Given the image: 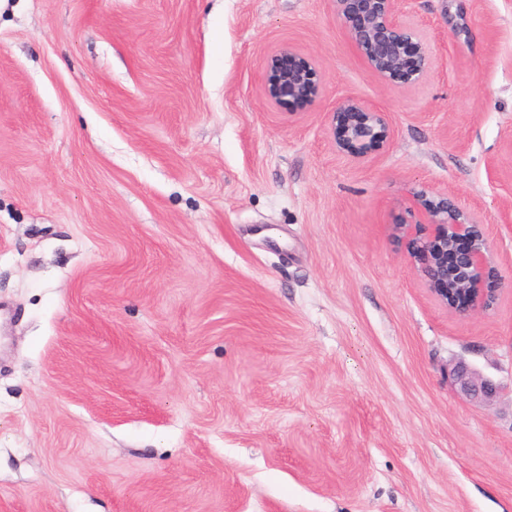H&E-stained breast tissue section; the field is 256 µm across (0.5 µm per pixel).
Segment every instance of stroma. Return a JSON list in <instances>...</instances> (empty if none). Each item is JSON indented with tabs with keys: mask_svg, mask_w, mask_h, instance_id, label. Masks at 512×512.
Returning <instances> with one entry per match:
<instances>
[{
	"mask_svg": "<svg viewBox=\"0 0 512 512\" xmlns=\"http://www.w3.org/2000/svg\"><path fill=\"white\" fill-rule=\"evenodd\" d=\"M404 11L413 84L332 0H0V512H512V0ZM345 98L383 151L337 152ZM422 191L481 216L480 315L391 235ZM264 85L272 103L302 105L319 95L321 76L310 57L285 46L268 59ZM331 128L336 148L357 158L380 152L391 138V128L384 112H378L355 98L336 103L334 112H331ZM448 379L465 397L478 399L485 403L492 401L499 393L500 386L484 378L463 363H457L448 369Z\"/></svg>",
	"mask_w": 512,
	"mask_h": 512,
	"instance_id": "obj_1",
	"label": "stroma"
}]
</instances>
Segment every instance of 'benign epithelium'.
<instances>
[{"label":"benign epithelium","instance_id":"benign-epithelium-1","mask_svg":"<svg viewBox=\"0 0 512 512\" xmlns=\"http://www.w3.org/2000/svg\"><path fill=\"white\" fill-rule=\"evenodd\" d=\"M401 2L333 0L369 68L388 81L413 83L431 67L432 55L427 43L402 20ZM264 85L272 103L302 105L319 95L321 76L310 57L285 46L268 59ZM331 128L336 148L357 158L380 152L391 138L385 114L355 98L336 102ZM414 203L432 226L430 234L421 237L408 223L393 225L392 234L404 243L408 256L420 262L426 287L460 316L489 309L496 289L484 287L490 277L489 246L474 213L446 194H419ZM448 379L462 395L485 403L500 390L498 384L463 363L448 369Z\"/></svg>","mask_w":512,"mask_h":512}]
</instances>
